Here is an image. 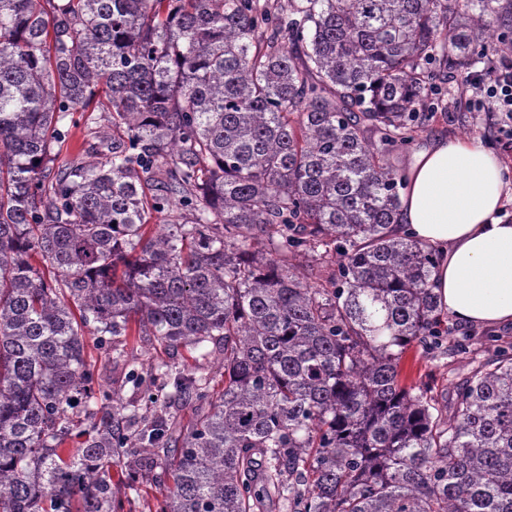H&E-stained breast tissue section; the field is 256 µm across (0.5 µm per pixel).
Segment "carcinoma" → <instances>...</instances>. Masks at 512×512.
I'll list each match as a JSON object with an SVG mask.
<instances>
[{
  "instance_id": "obj_1",
  "label": "carcinoma",
  "mask_w": 512,
  "mask_h": 512,
  "mask_svg": "<svg viewBox=\"0 0 512 512\" xmlns=\"http://www.w3.org/2000/svg\"><path fill=\"white\" fill-rule=\"evenodd\" d=\"M495 22L500 0H0V512H135L114 464L155 512H512V350L449 403L401 384L448 324L389 163L436 72L508 50ZM90 108L112 135L58 164ZM133 323L224 388L136 368ZM90 324L139 399L95 379ZM112 485L116 486L121 493H125L130 499L135 500L138 512H154L157 499H161L165 495L162 488L150 485H140L139 488L128 486L125 471L120 466L112 468Z\"/></svg>"
}]
</instances>
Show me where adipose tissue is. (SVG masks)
Wrapping results in <instances>:
<instances>
[{
  "mask_svg": "<svg viewBox=\"0 0 512 512\" xmlns=\"http://www.w3.org/2000/svg\"><path fill=\"white\" fill-rule=\"evenodd\" d=\"M495 155L477 141H432L404 173L399 223L435 247L442 309L463 325L512 322V224Z\"/></svg>",
  "mask_w": 512,
  "mask_h": 512,
  "instance_id": "ef3b65f1",
  "label": "adipose tissue"
}]
</instances>
